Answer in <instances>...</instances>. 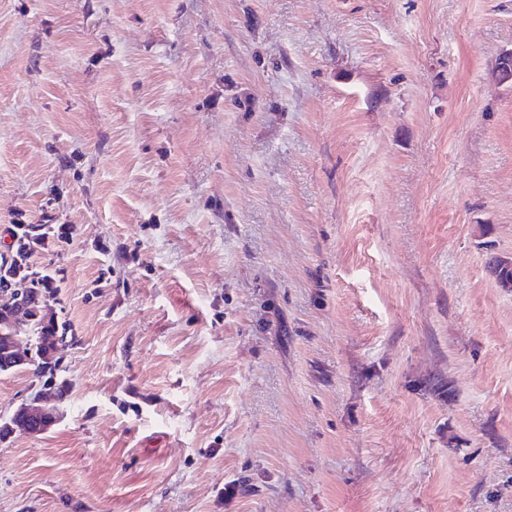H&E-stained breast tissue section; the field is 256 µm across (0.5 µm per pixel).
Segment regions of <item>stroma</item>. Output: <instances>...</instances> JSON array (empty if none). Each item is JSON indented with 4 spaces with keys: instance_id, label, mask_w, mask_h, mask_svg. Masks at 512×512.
Segmentation results:
<instances>
[{
    "instance_id": "35a3bbf8",
    "label": "stroma",
    "mask_w": 512,
    "mask_h": 512,
    "mask_svg": "<svg viewBox=\"0 0 512 512\" xmlns=\"http://www.w3.org/2000/svg\"><path fill=\"white\" fill-rule=\"evenodd\" d=\"M512 0H0V237L76 337L0 512H512ZM10 224L11 226L8 227L6 231L9 235L13 234L15 237H19L18 250L24 248L23 246H25V243H21V240L26 235V231H21L22 226H24L25 224L27 225V229L29 232L27 238L30 241H35L38 240V238H41L40 234L44 231V228L41 227L40 224L46 227L47 231L42 234V239L38 240L39 246L42 244V250L46 249V246L45 248H43L44 240L49 236L53 228H57L59 231L57 242L69 241L70 239H72L74 232V225L63 224L62 222H58V219L56 218L55 214H51L50 212H46L44 210H42L38 214V216L34 218H32L31 215L29 217H26V212L19 210L14 214V218L10 222Z\"/></svg>"
}]
</instances>
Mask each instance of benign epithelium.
I'll list each match as a JSON object with an SVG mask.
<instances>
[{"label": "benign epithelium", "mask_w": 512, "mask_h": 512, "mask_svg": "<svg viewBox=\"0 0 512 512\" xmlns=\"http://www.w3.org/2000/svg\"><path fill=\"white\" fill-rule=\"evenodd\" d=\"M0 299L7 306L0 309V317L10 328V343L0 348V362L11 367L24 364L23 338L27 337L30 323L36 319L49 320L48 298L28 288L27 282L17 278L6 285L0 284ZM54 392L45 388L21 404L14 414L13 432L41 433L52 423L50 408L54 406Z\"/></svg>", "instance_id": "benign-epithelium-1"}]
</instances>
